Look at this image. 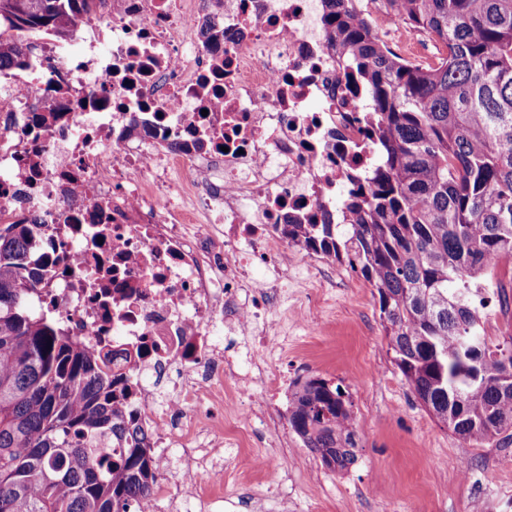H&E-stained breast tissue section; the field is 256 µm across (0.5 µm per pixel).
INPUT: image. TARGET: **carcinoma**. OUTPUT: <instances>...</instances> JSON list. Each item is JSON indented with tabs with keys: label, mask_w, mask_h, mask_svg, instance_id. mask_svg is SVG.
I'll return each instance as SVG.
<instances>
[{
	"label": "carcinoma",
	"mask_w": 512,
	"mask_h": 512,
	"mask_svg": "<svg viewBox=\"0 0 512 512\" xmlns=\"http://www.w3.org/2000/svg\"><path fill=\"white\" fill-rule=\"evenodd\" d=\"M0 0V21L66 40L78 0ZM333 46L371 99L379 164L350 224H283L306 252L346 258L376 290L388 350L438 422L465 440L512 430V334L493 341L472 302L512 258V0H385L442 51L404 57L351 0H325ZM28 66L0 39V75ZM39 224L0 228V512H129L156 484L150 436L84 344L28 305L44 282ZM288 423L329 468L356 461L352 402L294 383Z\"/></svg>",
	"instance_id": "obj_1"
}]
</instances>
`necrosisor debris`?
Instances as JSON below:
<instances>
[{"mask_svg":"<svg viewBox=\"0 0 512 512\" xmlns=\"http://www.w3.org/2000/svg\"><path fill=\"white\" fill-rule=\"evenodd\" d=\"M329 31L322 0H84L80 52L32 33L0 78V224L52 239L32 304L106 357L155 457L179 451V493L154 486L141 512L196 493L226 376L255 407L252 378L286 386L280 227L348 223L374 170L368 93ZM221 328L245 348L223 353Z\"/></svg>","mask_w":512,"mask_h":512,"instance_id":"obj_1","label":"necrosis or debris"}]
</instances>
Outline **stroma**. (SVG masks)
<instances>
[{
  "instance_id": "stroma-1",
  "label": "stroma",
  "mask_w": 512,
  "mask_h": 512,
  "mask_svg": "<svg viewBox=\"0 0 512 512\" xmlns=\"http://www.w3.org/2000/svg\"><path fill=\"white\" fill-rule=\"evenodd\" d=\"M336 285L288 291L314 326L289 328L288 352L275 364L289 379L318 376L352 401L356 460L338 472L305 448L288 424L290 390L271 398L261 418L238 423L225 386V429L235 448L213 451L216 468L201 486L219 512H512V445L466 441L420 404L387 350L374 288L346 261L333 260ZM279 445L276 476L254 456ZM465 461L466 473L448 461Z\"/></svg>"
}]
</instances>
